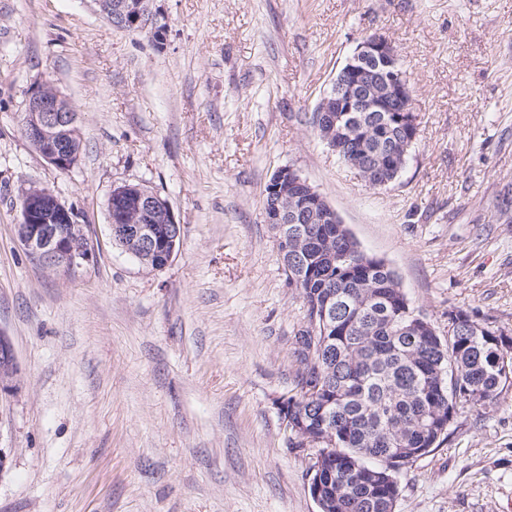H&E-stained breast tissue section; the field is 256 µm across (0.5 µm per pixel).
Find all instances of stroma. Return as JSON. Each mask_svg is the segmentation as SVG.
Segmentation results:
<instances>
[{"instance_id": "stroma-1", "label": "stroma", "mask_w": 512, "mask_h": 512, "mask_svg": "<svg viewBox=\"0 0 512 512\" xmlns=\"http://www.w3.org/2000/svg\"><path fill=\"white\" fill-rule=\"evenodd\" d=\"M167 36L114 26L92 0H0V512H319L314 451L290 447L303 321L263 191L294 168L362 251L396 273L438 336L467 309L512 339V0H154ZM392 41L419 136L375 188L310 118L359 41ZM75 107L71 170L21 132L29 90ZM158 191L176 258L112 240L114 188ZM33 186L74 208L93 262L63 272L15 226ZM395 512H512V386L399 477ZM18 367L13 348L7 336L0 334V391L16 386Z\"/></svg>"}]
</instances>
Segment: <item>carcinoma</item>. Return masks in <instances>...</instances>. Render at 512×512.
Masks as SVG:
<instances>
[{"label": "carcinoma", "mask_w": 512, "mask_h": 512, "mask_svg": "<svg viewBox=\"0 0 512 512\" xmlns=\"http://www.w3.org/2000/svg\"><path fill=\"white\" fill-rule=\"evenodd\" d=\"M358 116L338 154L374 183L393 178L385 164L407 159L405 129L378 123L372 112ZM297 253L302 266L285 275L300 290L304 318L320 312L333 293L348 310L336 314L325 334L295 333L298 368L288 414L303 436L335 441L321 462L324 512H392L398 474L391 482L376 474L398 465L397 455L438 446L447 437L435 431L441 409L458 415L490 404L502 389V371L512 373V341L488 326L476 331L478 322L460 307L448 312L459 324L444 340L417 326L395 272L362 252L340 224L308 225L303 240L288 242L285 256ZM311 378L321 381L316 398L304 391ZM469 392L479 400L467 398Z\"/></svg>", "instance_id": "cac0c4a2"}]
</instances>
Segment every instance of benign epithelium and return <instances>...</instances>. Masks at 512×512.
<instances>
[{
	"instance_id": "obj_1",
	"label": "benign epithelium",
	"mask_w": 512,
	"mask_h": 512,
	"mask_svg": "<svg viewBox=\"0 0 512 512\" xmlns=\"http://www.w3.org/2000/svg\"><path fill=\"white\" fill-rule=\"evenodd\" d=\"M98 12L113 25L150 30L156 42L164 41L165 28L151 9V0H93ZM322 124L344 134L347 115L352 112H395L411 140L419 135L417 115L412 107V90L399 63L398 54L385 37L365 36L339 71L331 90L317 106ZM78 113L58 89L39 83L28 92L22 132L35 150L55 169L68 171L79 161L75 140ZM303 191V204L290 212L280 207L291 190ZM128 207L109 217L113 236L138 261L162 269L171 263L180 246L182 227L169 201L158 192L139 186L128 188ZM21 218L15 225L25 250L43 264L63 271L93 259L94 247L75 230L77 215L49 189L31 187L22 194ZM266 223L273 225L277 240L303 238V225L318 214L332 224L341 220L325 198L293 168L278 169L268 181L265 201ZM165 227L163 236L156 225ZM18 367L8 337L0 334V391L16 385Z\"/></svg>"
}]
</instances>
